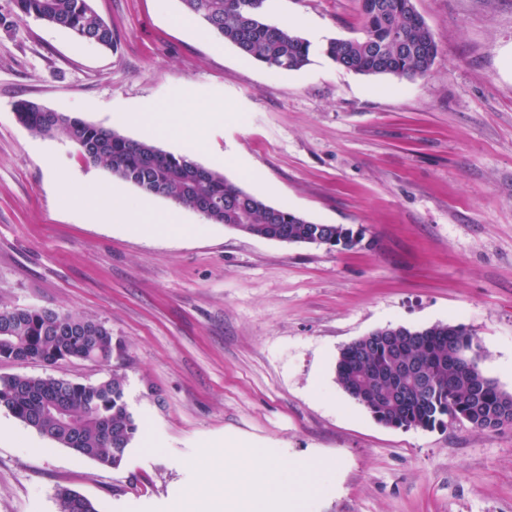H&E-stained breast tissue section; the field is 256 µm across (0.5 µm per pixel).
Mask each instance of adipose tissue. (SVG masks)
Returning <instances> with one entry per match:
<instances>
[{
    "instance_id": "obj_1",
    "label": "adipose tissue",
    "mask_w": 512,
    "mask_h": 512,
    "mask_svg": "<svg viewBox=\"0 0 512 512\" xmlns=\"http://www.w3.org/2000/svg\"><path fill=\"white\" fill-rule=\"evenodd\" d=\"M206 122L186 103L153 120L191 151L200 144V128ZM320 468L314 460L293 465L245 441L228 439L223 455L209 465V481L221 487V494L191 498L181 512H299L301 498L314 490L311 476Z\"/></svg>"
}]
</instances>
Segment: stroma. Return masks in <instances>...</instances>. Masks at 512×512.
I'll list each match as a JSON object with an SVG mask.
<instances>
[{
    "instance_id": "1",
    "label": "stroma",
    "mask_w": 512,
    "mask_h": 512,
    "mask_svg": "<svg viewBox=\"0 0 512 512\" xmlns=\"http://www.w3.org/2000/svg\"><path fill=\"white\" fill-rule=\"evenodd\" d=\"M91 4L113 48L0 0V306L93 315L112 331V362L0 359V375L95 384L119 371L156 447L136 441L107 468L1 408L0 512H59L62 489L98 512H175L227 438L322 461L300 512H512V427L390 428L335 380L340 350L375 329L451 323L476 333L483 372L512 392V0H415L439 53L414 79L321 53L357 35L358 0H267V19L314 47L289 72L180 26V0ZM185 93L219 112L200 164L223 154L245 191L361 243H281L186 208L178 236L91 220L60 181L149 210L174 203L13 112L32 100L178 154L135 118Z\"/></svg>"
}]
</instances>
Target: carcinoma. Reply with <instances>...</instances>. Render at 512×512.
<instances>
[{
    "instance_id": "cac0c4a2",
    "label": "carcinoma",
    "mask_w": 512,
    "mask_h": 512,
    "mask_svg": "<svg viewBox=\"0 0 512 512\" xmlns=\"http://www.w3.org/2000/svg\"><path fill=\"white\" fill-rule=\"evenodd\" d=\"M185 14L242 54L271 68L297 71L310 62L312 44L290 27L271 23L267 0H181ZM358 35L334 38L322 53L336 66L363 75L412 79L425 75L439 49L414 0H359ZM18 16L70 31L84 43L110 48L112 28L90 0H15ZM17 122L32 133L63 138L82 158L103 165L147 196L164 197L201 211L213 224L288 244L348 249L360 243L344 224H315L286 207L250 194L192 157L173 154L118 131L30 100L14 106ZM21 357L53 367L68 359L112 360V330L87 314L41 309H0V358ZM481 345L463 324L386 327L344 346L335 366L339 387L379 423L435 430L466 422L482 432L512 427V393L480 367ZM406 365L414 381L397 377ZM0 407L40 435L118 468L140 424L125 399L117 370L97 384L51 375L0 376ZM59 512H98L85 496L63 489Z\"/></svg>"
}]
</instances>
